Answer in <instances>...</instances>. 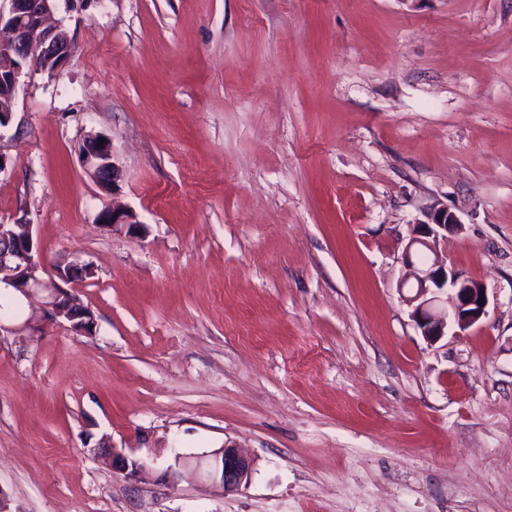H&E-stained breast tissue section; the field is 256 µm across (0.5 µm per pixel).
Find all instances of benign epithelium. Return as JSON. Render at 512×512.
Listing matches in <instances>:
<instances>
[{"label": "benign epithelium", "instance_id": "1", "mask_svg": "<svg viewBox=\"0 0 512 512\" xmlns=\"http://www.w3.org/2000/svg\"><path fill=\"white\" fill-rule=\"evenodd\" d=\"M58 0H0V86L8 90L0 104V129L8 127L22 77L30 69L55 75L75 53L74 43L55 21ZM82 162L105 192H117L122 170L112 139L100 133L88 135L82 145ZM98 222L110 230H129L139 224L137 215L120 205L103 209ZM463 230L459 217L446 208L435 209L426 220L413 225L412 234L401 256L403 274L397 285L413 289L403 297L421 336L435 343L455 328L463 333L478 326L489 315L488 288L483 282L466 277L449 267L438 253V245L448 235ZM90 263L75 259L67 266L49 271L40 254L30 224H0V283L5 284L30 310L20 323L0 320V337L8 334L20 343L39 336L45 326L66 322L69 328L91 336L96 332L93 310L82 304L74 285L93 275ZM484 302H479V299ZM112 468L134 478L146 464L134 451L108 447ZM195 469L213 487L228 495L247 484L253 471L252 460L234 447L191 456Z\"/></svg>", "mask_w": 512, "mask_h": 512}]
</instances>
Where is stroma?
Segmentation results:
<instances>
[{"label": "stroma", "instance_id": "obj_1", "mask_svg": "<svg viewBox=\"0 0 512 512\" xmlns=\"http://www.w3.org/2000/svg\"><path fill=\"white\" fill-rule=\"evenodd\" d=\"M76 52L0 130L95 335L0 337L6 512H512V0H59ZM112 139L118 196L83 167ZM137 233L98 224L112 201ZM435 206L487 320L428 344L396 285ZM147 465L136 478L101 438ZM254 460L226 495L177 457Z\"/></svg>", "mask_w": 512, "mask_h": 512}]
</instances>
